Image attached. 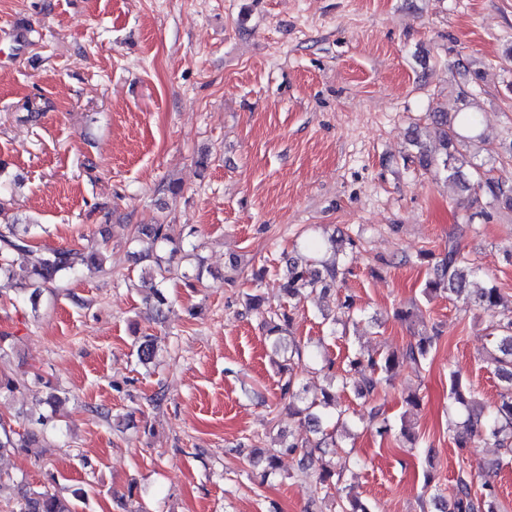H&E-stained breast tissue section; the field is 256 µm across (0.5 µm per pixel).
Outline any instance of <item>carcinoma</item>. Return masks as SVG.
<instances>
[{
  "mask_svg": "<svg viewBox=\"0 0 512 512\" xmlns=\"http://www.w3.org/2000/svg\"><path fill=\"white\" fill-rule=\"evenodd\" d=\"M485 73L475 71L472 82L476 89L462 98L461 106L450 112L435 107L428 113L432 144L426 145L420 139L419 131L413 130L409 138V150L404 160L417 167L445 174L446 182L457 185L469 193V201L477 204L485 201L491 209L512 211V180L495 175L497 166L502 164L498 146L483 128L479 100L485 89L482 83ZM35 224L5 223L0 225V277L19 286L30 288L31 303H36L40 290L76 272L75 254L70 250L47 248L31 265L25 256L32 252ZM139 233L150 239L145 257L152 259L149 270L152 298L163 305L166 297L162 285L171 273L172 264L178 255L185 252L181 239L171 233L168 224H143ZM357 246L349 236L338 238L322 236L313 239L306 247L301 259L288 261L287 273L278 284L282 295L290 300L301 301L311 295L324 293L345 280L349 269L345 265L346 250ZM420 258L432 262V275L423 285V294L432 297L446 293L463 302L475 304L484 312L496 317L490 325L495 352L490 360L501 382L500 401L492 412H485L484 406L472 398L464 389L456 372H449L450 388L448 400L457 415L448 419V435L458 448V456H464L471 439L478 437L499 448L512 452V299H507L495 285L476 289L471 294L470 286L484 278L481 267L466 255L455 238L446 241L439 254L420 253ZM246 310L264 316L266 333L271 349L276 355H283L279 365L283 378L280 395L288 399V409L303 417L306 430L299 431L292 439L281 442L279 447L269 451L265 458L263 478L278 472L279 454L288 452L301 455V463L311 460L315 454L329 456L322 463L312 493L329 495V490L343 481V472L336 470V455L343 450L337 433L347 432L350 422L349 408L339 402L337 391L353 388L360 399L376 398L398 367L420 366L426 362L441 337L440 329L425 322L423 312L416 304L395 310L397 320L413 329V341L399 353L384 355L355 351L347 356L340 366L330 359L318 360V356L307 346L291 336L294 320L293 309L272 305L263 294L246 296ZM354 315V302L346 295L337 304V315L332 319L335 325H345ZM159 351V340L145 336L139 343L136 355L144 367L152 364ZM307 362L335 372L334 383L321 389V396L308 398L306 388L301 386L294 372L295 366ZM372 425L380 437L395 432V425L378 410L372 417ZM41 432L27 430L18 433L0 422V457L16 451H26L39 443ZM474 478L465 465L459 461V469L451 496L437 491L429 492L430 483L423 486L421 505L432 504L435 512H495L497 492L494 485L486 481L481 491L472 490ZM14 486V478L0 473V503H5V512H76L75 501L84 498L82 489H75L71 495L52 493L47 490L29 488L14 498L4 496V491ZM345 495L334 501L333 512H370L369 508L353 494V488H343Z\"/></svg>",
  "mask_w": 512,
  "mask_h": 512,
  "instance_id": "carcinoma-1",
  "label": "carcinoma"
}]
</instances>
